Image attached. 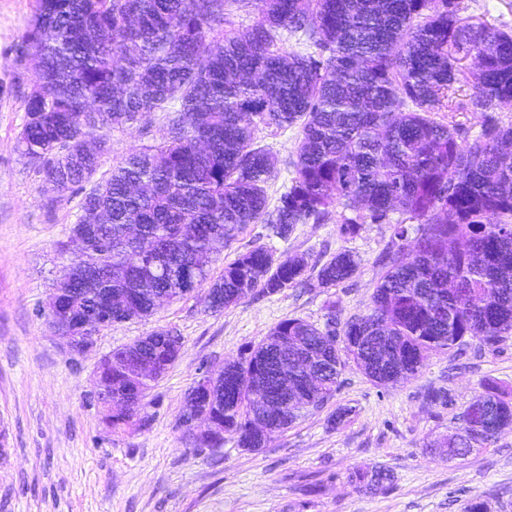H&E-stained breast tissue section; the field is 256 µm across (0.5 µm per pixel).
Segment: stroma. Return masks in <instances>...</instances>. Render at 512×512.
Instances as JSON below:
<instances>
[{
  "mask_svg": "<svg viewBox=\"0 0 512 512\" xmlns=\"http://www.w3.org/2000/svg\"><path fill=\"white\" fill-rule=\"evenodd\" d=\"M463 6L466 22L512 31V0ZM34 9L35 0H0V512H464L475 497L486 512H512V429L462 460L429 449L457 430L460 413L484 385L512 397V336L494 349L466 338L458 352L431 353L418 374L395 385H377L348 367L324 410L258 452L230 438L196 447L179 425L200 368H222L287 318L321 325L331 304L342 321L366 313L401 213L387 224L362 225L352 237L340 235L336 211L325 223L296 225L285 239L251 224L211 268L219 276L225 263L258 244L305 257L312 267L350 250L358 268L335 288L256 292L217 313L195 292L148 318L113 324L81 355L52 333L48 304L76 250L70 229L82 197L53 199L16 150L25 97L37 80L18 52ZM166 135L158 113L136 130H112L101 172ZM260 137L278 159L267 184L273 201L292 177L298 130L270 128ZM155 329L177 330L180 356L150 392L148 429L114 434L92 395L94 372L113 350ZM432 388L446 390L452 406L428 404ZM339 407L350 415L328 424ZM375 466L393 471L388 489L365 492L349 482V474Z\"/></svg>",
  "mask_w": 512,
  "mask_h": 512,
  "instance_id": "stroma-1",
  "label": "stroma"
}]
</instances>
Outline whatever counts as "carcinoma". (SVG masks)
Here are the masks:
<instances>
[{
	"label": "carcinoma",
	"mask_w": 512,
	"mask_h": 512,
	"mask_svg": "<svg viewBox=\"0 0 512 512\" xmlns=\"http://www.w3.org/2000/svg\"><path fill=\"white\" fill-rule=\"evenodd\" d=\"M259 20L239 33L237 10ZM462 0H37L22 43L41 61L39 89L25 98L20 155L98 211L102 269L97 296L80 295L65 274L56 290L70 322L101 332L94 316L108 303L112 322L146 318L156 298L203 290L220 312L258 291L276 294L304 282L306 265L255 245L210 277L217 245L250 224L286 239L298 224L329 219L342 206L340 234L388 224L398 211L419 224L410 253L398 222L396 249L366 314L343 323L336 304L320 326L288 318L247 355L224 363L204 398L215 424L208 446L231 436L255 452L273 435L323 409L353 365L379 385L415 375L429 354L450 352L467 336L495 347L512 334V123L489 118L469 139L435 119L458 81V55L475 60L476 112L512 103V31L464 24ZM289 38L304 51L282 47ZM162 113L168 138L142 147L96 178L111 150L109 132L132 130ZM299 126L291 184L273 210L266 185L277 157L260 144L266 128ZM94 140L101 155H85ZM356 255L337 252L317 271L320 288L349 279ZM170 329H158L97 367L105 424L115 434L147 425L140 407L176 362ZM323 369L305 401L273 430L259 433L253 390L280 392L276 349L294 342ZM146 357L158 373L139 371ZM464 426L432 452L463 459L512 428V400L488 387L461 413ZM359 489L394 481L382 467L349 476Z\"/></svg>",
	"instance_id": "obj_1"
}]
</instances>
